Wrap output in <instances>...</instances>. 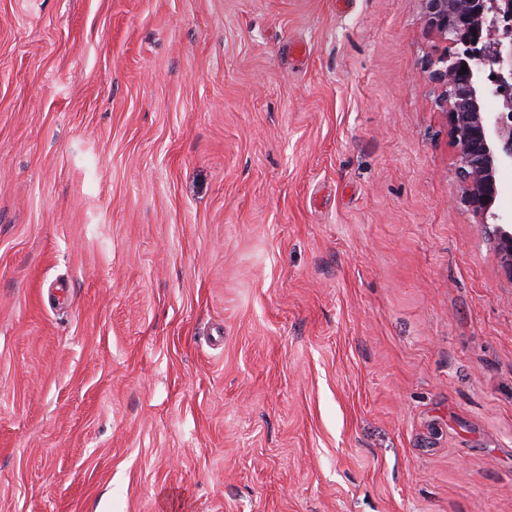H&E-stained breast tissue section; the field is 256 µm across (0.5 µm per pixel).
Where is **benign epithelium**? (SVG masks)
I'll return each mask as SVG.
<instances>
[{
  "label": "benign epithelium",
  "mask_w": 512,
  "mask_h": 512,
  "mask_svg": "<svg viewBox=\"0 0 512 512\" xmlns=\"http://www.w3.org/2000/svg\"><path fill=\"white\" fill-rule=\"evenodd\" d=\"M422 3L429 27L446 43L427 71L440 89L462 201L512 283V217L493 209L499 177L512 171V0ZM489 96L498 100L499 111L485 110Z\"/></svg>",
  "instance_id": "benign-epithelium-1"
}]
</instances>
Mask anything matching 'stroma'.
<instances>
[{
	"instance_id": "1",
	"label": "stroma",
	"mask_w": 512,
	"mask_h": 512,
	"mask_svg": "<svg viewBox=\"0 0 512 512\" xmlns=\"http://www.w3.org/2000/svg\"><path fill=\"white\" fill-rule=\"evenodd\" d=\"M421 0H0V512H512V284Z\"/></svg>"
}]
</instances>
